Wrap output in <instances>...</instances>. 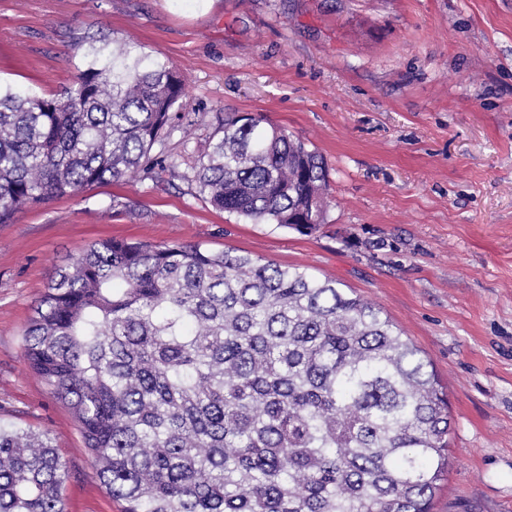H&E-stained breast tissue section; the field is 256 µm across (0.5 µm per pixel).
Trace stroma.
<instances>
[{
    "mask_svg": "<svg viewBox=\"0 0 512 512\" xmlns=\"http://www.w3.org/2000/svg\"><path fill=\"white\" fill-rule=\"evenodd\" d=\"M90 34L177 67L194 124L163 182L95 186L0 224V421L50 436L67 512L118 506L22 335L53 269L105 239L247 253L381 308L448 389L433 512H512V0H0V87L60 92ZM246 113L324 157L317 234L215 212L181 179L218 117Z\"/></svg>",
    "mask_w": 512,
    "mask_h": 512,
    "instance_id": "obj_1",
    "label": "stroma"
}]
</instances>
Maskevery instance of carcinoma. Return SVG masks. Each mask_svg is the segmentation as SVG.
<instances>
[{
    "label": "carcinoma",
    "mask_w": 512,
    "mask_h": 512,
    "mask_svg": "<svg viewBox=\"0 0 512 512\" xmlns=\"http://www.w3.org/2000/svg\"><path fill=\"white\" fill-rule=\"evenodd\" d=\"M57 94L0 90V224L176 168L185 82L113 41ZM183 178L217 211L302 235L325 223L315 150L226 116ZM31 370L76 418L119 512H431L448 395L383 311L335 280L200 244L102 240L49 276ZM48 434L0 423V512H66Z\"/></svg>",
    "instance_id": "1"
}]
</instances>
